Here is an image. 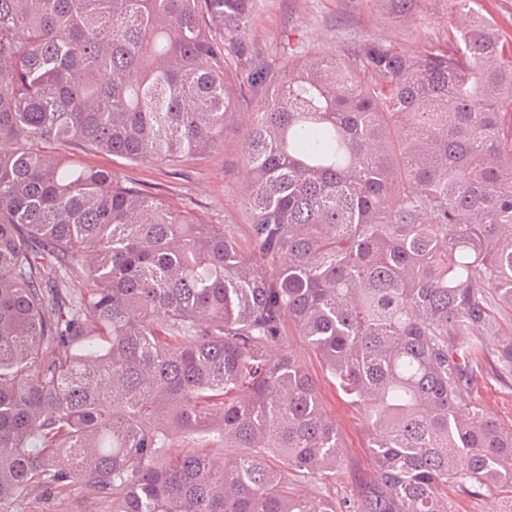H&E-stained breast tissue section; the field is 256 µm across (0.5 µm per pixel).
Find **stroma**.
<instances>
[{
	"label": "stroma",
	"mask_w": 512,
	"mask_h": 512,
	"mask_svg": "<svg viewBox=\"0 0 512 512\" xmlns=\"http://www.w3.org/2000/svg\"><path fill=\"white\" fill-rule=\"evenodd\" d=\"M291 31L299 34L301 51L307 56H332L375 38L392 40L415 53L426 41L425 33L391 23L373 0H257L245 44L256 64L276 82L288 75L289 53L283 39ZM253 120L252 108H240L222 149L172 165L131 163L74 143L56 146L55 151L90 167L117 170L170 207L223 225L246 251L251 246V215L243 201L241 159L244 134ZM286 329L287 349L314 379L324 410L336 423L343 450L340 468L323 476H292L293 487L329 500L360 498L376 478L363 416L325 370L306 337L294 324H287ZM472 401L487 417L504 427L512 426V376L500 373L496 350H489L473 372ZM14 512H112V501L77 484L48 492L31 490L20 498Z\"/></svg>",
	"instance_id": "35a3bbf8"
}]
</instances>
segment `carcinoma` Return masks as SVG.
I'll list each match as a JSON object with an SVG mask.
<instances>
[{
	"label": "carcinoma",
	"mask_w": 512,
	"mask_h": 512,
	"mask_svg": "<svg viewBox=\"0 0 512 512\" xmlns=\"http://www.w3.org/2000/svg\"><path fill=\"white\" fill-rule=\"evenodd\" d=\"M371 2L460 22L271 89L255 0H0V512L76 483L112 512H449L453 484L512 512V430L459 414L466 364L497 344L512 372V39L480 0ZM251 103L247 252L41 149L172 164ZM288 320L364 417L377 484L348 505L288 490L342 462Z\"/></svg>",
	"instance_id": "cac0c4a2"
}]
</instances>
